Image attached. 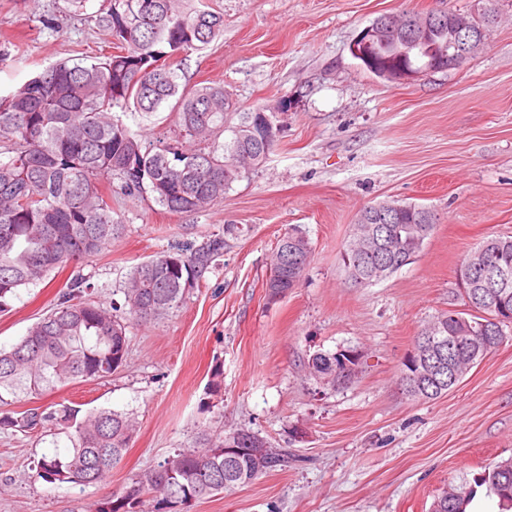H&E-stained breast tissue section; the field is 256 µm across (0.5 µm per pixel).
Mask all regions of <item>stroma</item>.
Returning <instances> with one entry per match:
<instances>
[{
  "mask_svg": "<svg viewBox=\"0 0 512 512\" xmlns=\"http://www.w3.org/2000/svg\"><path fill=\"white\" fill-rule=\"evenodd\" d=\"M68 0H0V96L67 58L112 53L95 13ZM224 33L192 52L181 81L224 87L241 112H272L277 141L266 163L200 212L169 213L151 194L113 191L121 234L97 255L21 288L0 313L10 349L50 312L74 276L91 298L123 307L139 264L170 247L223 236L225 247L182 301L130 323L126 364L11 403L10 411L74 403L132 413V444L105 482L50 484L33 461L37 433L0 430V512H92L174 449L245 430L288 449V470L183 512H429L448 482L472 479L512 456V335L441 397L409 400L401 363L424 324L464 310L467 253L512 235V0L483 51L462 66L411 82L377 78L350 53L383 14L449 8L477 16L479 0H208ZM402 200L438 223L413 263L368 288L351 286L341 255L359 212ZM298 228L312 261L298 288L269 302L265 284L280 237ZM354 347L362 371L336 387L310 375L309 358ZM219 381L221 391L209 385Z\"/></svg>",
  "mask_w": 512,
  "mask_h": 512,
  "instance_id": "35a3bbf8",
  "label": "stroma"
}]
</instances>
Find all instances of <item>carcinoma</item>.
Returning <instances> with one entry per match:
<instances>
[{
	"mask_svg": "<svg viewBox=\"0 0 512 512\" xmlns=\"http://www.w3.org/2000/svg\"><path fill=\"white\" fill-rule=\"evenodd\" d=\"M458 13L433 11L427 33L412 28L418 14H384L377 21L398 26L408 38L423 37L437 55L448 54ZM98 24L107 29L120 51L90 63H55L28 79L12 94L0 96V313L10 310L21 288L42 281L69 261H81L105 249L119 229L109 196L112 180L127 195L145 191L172 213L198 212L224 198V192L248 173L233 160L248 156L252 169L261 167L276 139L258 142L238 137L227 124L233 104L222 86L180 87V63L158 64L175 53L183 57L208 45L224 32V16L202 3L180 0H108ZM168 106L178 133L172 139L145 142L122 116L151 115ZM230 132L219 141V135ZM431 213L403 203L385 219L388 250L375 241L363 250L349 243L342 263L351 282L354 273L388 259L398 271L418 255L417 229ZM92 240L95 250L81 245ZM279 240L271 257L265 288L272 293L303 279L312 251L286 253ZM480 247L489 261L512 270V236H493ZM224 250L216 236L194 252H164L134 268L123 293L128 317L156 319L177 306L184 289L169 275L166 259L181 258L183 274L201 277ZM85 278H75L49 314L35 323L16 344L0 350V403L42 396L75 381L112 376L127 359L125 318L89 298ZM488 314L499 319L497 331L481 330L482 316L450 311L436 317L444 336L457 343L444 347L441 366L429 376L402 365L399 384L411 399L434 400L448 393L480 360L504 341L512 325V281ZM471 333L461 335L462 320ZM434 321V322H436ZM430 321L424 329L434 326ZM321 374L340 362L334 353L313 355ZM0 429L55 431L52 450L36 463L47 483L87 487L105 479L130 447L135 421L131 414L93 409L85 414L65 403L31 408L17 416L0 415ZM292 458L279 448L266 466L284 471ZM508 470L496 465L470 486H449L432 512H464L476 488L486 486L502 507L512 508V458ZM247 456L224 462V435L203 439L196 448H177L153 469L132 479L123 491L95 504L94 512H163L200 498L233 492V483L259 478Z\"/></svg>",
	"mask_w": 512,
	"mask_h": 512,
	"instance_id": "1",
	"label": "carcinoma"
}]
</instances>
